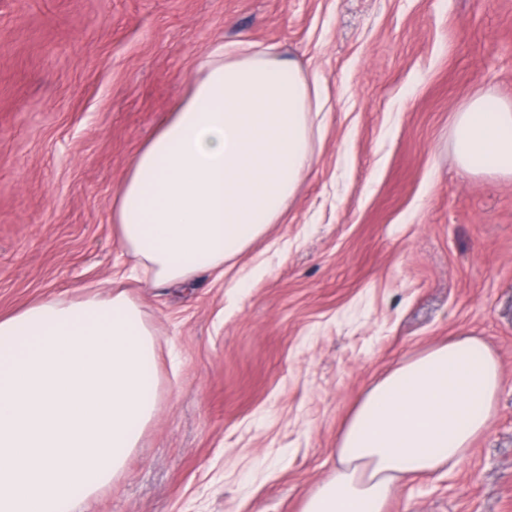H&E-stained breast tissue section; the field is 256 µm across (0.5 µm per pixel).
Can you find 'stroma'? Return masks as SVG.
Instances as JSON below:
<instances>
[{"label": "stroma", "mask_w": 512, "mask_h": 512, "mask_svg": "<svg viewBox=\"0 0 512 512\" xmlns=\"http://www.w3.org/2000/svg\"><path fill=\"white\" fill-rule=\"evenodd\" d=\"M240 36L319 72L324 137L222 280L129 284L157 412L81 512H301L362 391L461 334L499 361L493 418L387 512H512V178L451 145L472 98L512 100V0H0V315L110 291L128 163Z\"/></svg>", "instance_id": "35a3bbf8"}]
</instances>
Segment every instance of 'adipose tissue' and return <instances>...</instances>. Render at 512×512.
I'll return each mask as SVG.
<instances>
[{"instance_id":"adipose-tissue-1","label":"adipose tissue","mask_w":512,"mask_h":512,"mask_svg":"<svg viewBox=\"0 0 512 512\" xmlns=\"http://www.w3.org/2000/svg\"><path fill=\"white\" fill-rule=\"evenodd\" d=\"M328 96L317 72L242 37L214 47L142 144L112 199L128 279L190 288L280 223L312 166ZM456 161L512 175V101L455 115ZM154 333L120 288L0 316V512H74L120 473L154 420ZM500 386L494 353L458 336L405 361L358 402L336 468L302 512H385L406 479L461 465Z\"/></svg>"}]
</instances>
